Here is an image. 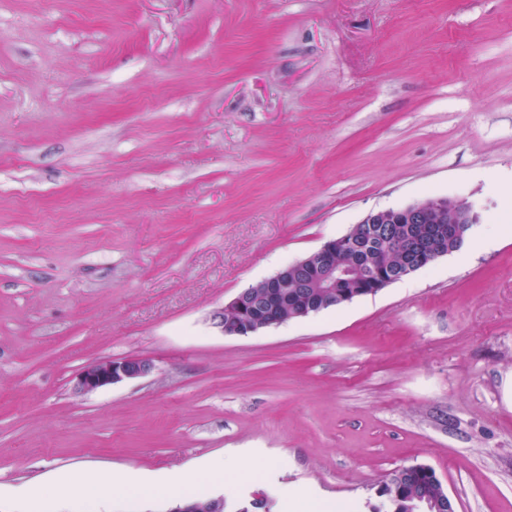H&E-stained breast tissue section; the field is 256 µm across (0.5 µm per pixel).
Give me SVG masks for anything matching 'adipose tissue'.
<instances>
[{
    "instance_id": "obj_1",
    "label": "adipose tissue",
    "mask_w": 512,
    "mask_h": 512,
    "mask_svg": "<svg viewBox=\"0 0 512 512\" xmlns=\"http://www.w3.org/2000/svg\"><path fill=\"white\" fill-rule=\"evenodd\" d=\"M85 484L94 487L99 512H113L117 496L147 500L156 490H163L170 504L176 505L200 495L201 491L223 490L232 494L237 487V475L224 466L223 460L204 459L183 470L152 472L147 470H117L108 475L87 474ZM52 500L56 512H74L79 495L71 486L61 483L22 487L13 499L14 512H34L45 500Z\"/></svg>"
}]
</instances>
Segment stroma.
Returning <instances> with one entry per match:
<instances>
[{"label":"stroma","instance_id":"1","mask_svg":"<svg viewBox=\"0 0 512 512\" xmlns=\"http://www.w3.org/2000/svg\"><path fill=\"white\" fill-rule=\"evenodd\" d=\"M473 202L457 253L225 336L210 317L371 210ZM153 375L80 396L106 358ZM251 464L364 512L431 466L512 512V0H0V512L82 473Z\"/></svg>","mask_w":512,"mask_h":512}]
</instances>
